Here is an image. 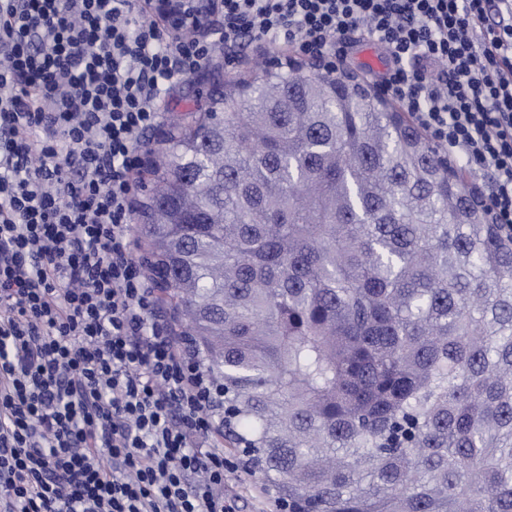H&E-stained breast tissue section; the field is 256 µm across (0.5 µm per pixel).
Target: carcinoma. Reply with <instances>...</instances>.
<instances>
[{
	"label": "carcinoma",
	"instance_id": "obj_1",
	"mask_svg": "<svg viewBox=\"0 0 512 512\" xmlns=\"http://www.w3.org/2000/svg\"><path fill=\"white\" fill-rule=\"evenodd\" d=\"M172 126L151 279L288 512H512V234L471 177L292 61Z\"/></svg>",
	"mask_w": 512,
	"mask_h": 512
}]
</instances>
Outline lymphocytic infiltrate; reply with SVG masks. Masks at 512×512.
Wrapping results in <instances>:
<instances>
[{"mask_svg": "<svg viewBox=\"0 0 512 512\" xmlns=\"http://www.w3.org/2000/svg\"><path fill=\"white\" fill-rule=\"evenodd\" d=\"M152 0H0V512H224V397L156 316L131 238L143 136L243 42L354 39L512 229V0H220L219 37Z\"/></svg>", "mask_w": 512, "mask_h": 512, "instance_id": "lymphocytic-infiltrate-1", "label": "lymphocytic infiltrate"}]
</instances>
